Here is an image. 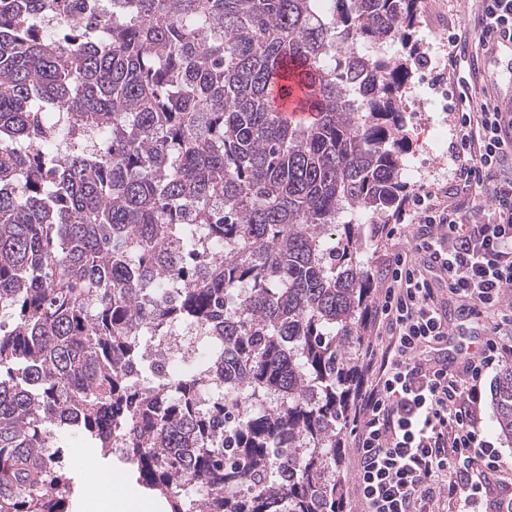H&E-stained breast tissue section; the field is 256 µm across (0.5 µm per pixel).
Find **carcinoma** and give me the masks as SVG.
<instances>
[{
	"instance_id": "1",
	"label": "carcinoma",
	"mask_w": 512,
	"mask_h": 512,
	"mask_svg": "<svg viewBox=\"0 0 512 512\" xmlns=\"http://www.w3.org/2000/svg\"><path fill=\"white\" fill-rule=\"evenodd\" d=\"M58 2L0 0V512H75L69 431L167 512H345L417 0ZM188 324L203 368L141 362ZM490 405L512 442V354Z\"/></svg>"
}]
</instances>
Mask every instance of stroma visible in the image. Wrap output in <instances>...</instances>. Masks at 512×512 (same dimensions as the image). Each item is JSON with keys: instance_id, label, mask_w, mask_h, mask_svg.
<instances>
[{"instance_id": "stroma-1", "label": "stroma", "mask_w": 512, "mask_h": 512, "mask_svg": "<svg viewBox=\"0 0 512 512\" xmlns=\"http://www.w3.org/2000/svg\"><path fill=\"white\" fill-rule=\"evenodd\" d=\"M476 0H419L415 20L414 40L427 56L428 67L413 68L410 85L420 101L406 114V159L417 172L408 181L410 193L449 185L452 163L446 152L454 131L453 110L458 105L460 86H453L452 96L437 95L432 85L448 79L449 32L466 34L469 53L479 70L474 89H485L487 102H495L496 88L512 85V74L500 68L479 40L474 26Z\"/></svg>"}]
</instances>
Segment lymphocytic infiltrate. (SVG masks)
Returning <instances> with one entry per match:
<instances>
[{"instance_id": "1", "label": "lymphocytic infiltrate", "mask_w": 512, "mask_h": 512, "mask_svg": "<svg viewBox=\"0 0 512 512\" xmlns=\"http://www.w3.org/2000/svg\"><path fill=\"white\" fill-rule=\"evenodd\" d=\"M481 2L482 41L512 36V0ZM461 99L469 109L451 145L454 186L406 198L401 213L414 224L372 229L385 244L369 316L375 341L357 361L350 404L353 494L364 512H427L432 501L441 512H464L502 466L479 424L484 377L512 349V316L494 315L512 288V121L498 107L470 105L469 94ZM477 188L493 196L492 212L471 197ZM406 235L408 254L399 247ZM452 300L485 336L479 358L456 365L444 348ZM441 483L443 498L435 493Z\"/></svg>"}]
</instances>
